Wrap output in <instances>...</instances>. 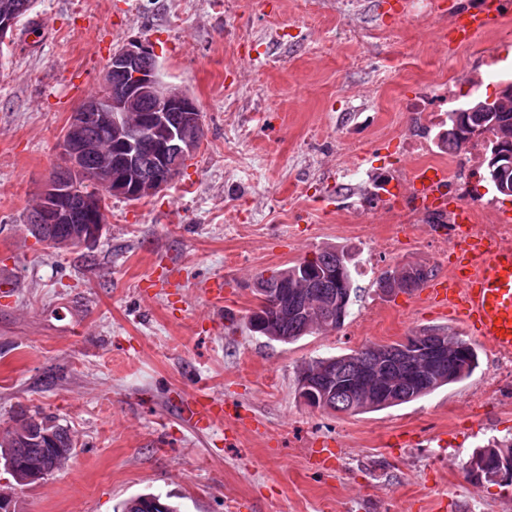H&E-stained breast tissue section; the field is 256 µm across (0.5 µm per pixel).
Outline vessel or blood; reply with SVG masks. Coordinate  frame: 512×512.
I'll return each instance as SVG.
<instances>
[{"label":"vessel or blood","mask_w":512,"mask_h":512,"mask_svg":"<svg viewBox=\"0 0 512 512\" xmlns=\"http://www.w3.org/2000/svg\"><path fill=\"white\" fill-rule=\"evenodd\" d=\"M511 4L512 0H480L461 14L451 30H439L438 37L451 45L470 43ZM447 193V168H414L407 199L443 205ZM427 299L434 307L458 312L469 334L499 355L512 356V247L474 244L464 255L463 267L449 268L447 279L428 289ZM183 415L203 431L223 419L224 405L203 388L184 404Z\"/></svg>","instance_id":"vessel-or-blood-1"}]
</instances>
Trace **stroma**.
I'll use <instances>...</instances> for the list:
<instances>
[{
    "label": "stroma",
    "mask_w": 512,
    "mask_h": 512,
    "mask_svg": "<svg viewBox=\"0 0 512 512\" xmlns=\"http://www.w3.org/2000/svg\"><path fill=\"white\" fill-rule=\"evenodd\" d=\"M396 2L36 0L17 24L0 60V426L23 409L53 416L78 451L16 489V512H118L143 493L181 512H512V486L467 478L481 446L512 440V381L490 389L506 367L489 349L470 378L382 411L340 415L298 394L306 361L463 329L424 290L375 282L395 266L447 272L445 229L409 214L401 191L411 168L464 156L436 148L441 117L413 104L512 81V12L451 50L438 29L478 0L402 15ZM131 42L196 98L204 139L167 189L109 199L93 248H51L26 215L82 102L71 76L99 86ZM415 134L428 153H409ZM325 248L357 264L343 327L292 344L251 333L256 274ZM157 268L181 289L149 287ZM219 277L224 325L203 330L201 289ZM201 385L224 418L197 432L178 403Z\"/></svg>",
    "instance_id": "35a3bbf8"
}]
</instances>
